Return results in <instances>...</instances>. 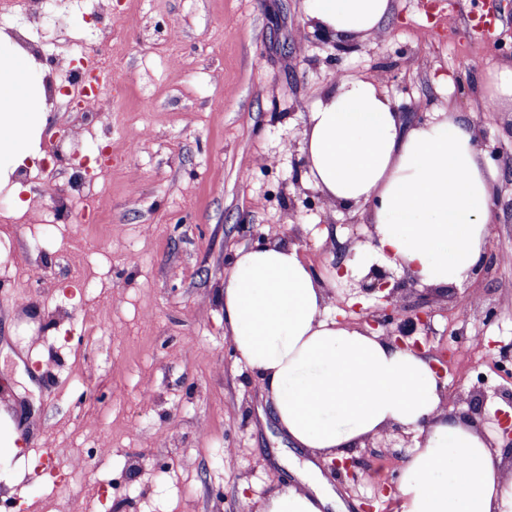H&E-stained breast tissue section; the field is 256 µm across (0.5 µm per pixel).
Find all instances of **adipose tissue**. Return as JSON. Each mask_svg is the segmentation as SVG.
Here are the masks:
<instances>
[{
    "label": "adipose tissue",
    "instance_id": "1",
    "mask_svg": "<svg viewBox=\"0 0 512 512\" xmlns=\"http://www.w3.org/2000/svg\"><path fill=\"white\" fill-rule=\"evenodd\" d=\"M324 35L348 44L378 33L391 0H305ZM482 107L512 108V62L480 77ZM309 112L307 179L345 208L366 207L371 247L420 284L445 287L479 268L493 215L495 174L475 124L450 109L407 123L374 80L339 76ZM49 81L25 47L0 31V185L39 155ZM333 297L295 246L273 238L238 251L221 288L224 330L271 406L279 429L323 465L383 430L412 431L400 468L399 512H512V476L486 438L448 416L426 354L330 312ZM314 477L266 498L259 512H343Z\"/></svg>",
    "mask_w": 512,
    "mask_h": 512
}]
</instances>
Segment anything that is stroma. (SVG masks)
Returning <instances> with one entry per match:
<instances>
[{
	"mask_svg": "<svg viewBox=\"0 0 512 512\" xmlns=\"http://www.w3.org/2000/svg\"><path fill=\"white\" fill-rule=\"evenodd\" d=\"M392 7L381 32L345 50L312 28L304 0H0V30L51 69L42 136L65 137L59 157L21 177L25 213L0 188V434L26 439L0 462V512H257L291 480L265 395L224 334L219 289L236 252L276 232L321 276L337 319L363 322L378 305L346 251L372 236L366 209L304 180L307 116L340 71L378 80L409 121L449 107L480 127L498 185L488 269L440 289L393 275L402 303L431 302L430 331L411 339L451 351L449 414L503 455L491 417L512 412V112L483 111L478 79L512 62V0H487L483 31L461 23L460 0ZM75 38L84 61L112 74L111 110L94 119L65 111V78L50 66L74 59ZM91 121L96 139L76 136ZM103 168L84 215L77 185ZM342 250L351 271L340 275ZM65 292L75 298L58 307ZM415 441L388 428L353 450V471L322 474L347 512H395ZM96 443L106 455L76 478L36 470L42 446L64 467L75 445Z\"/></svg>",
	"mask_w": 512,
	"mask_h": 512,
	"instance_id": "1",
	"label": "stroma"
}]
</instances>
